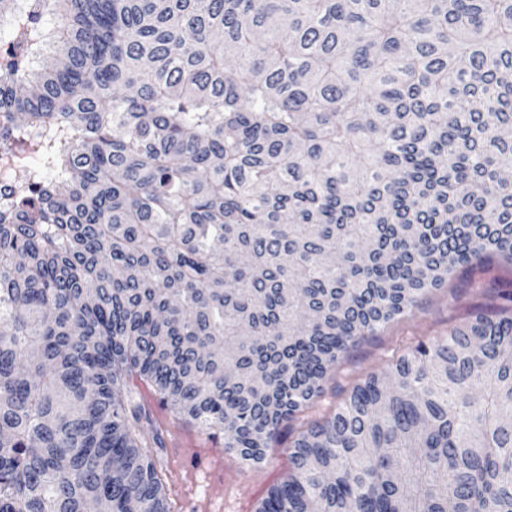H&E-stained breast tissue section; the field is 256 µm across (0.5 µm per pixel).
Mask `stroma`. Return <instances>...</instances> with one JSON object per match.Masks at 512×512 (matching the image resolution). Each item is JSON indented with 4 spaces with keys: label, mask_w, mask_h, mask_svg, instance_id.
I'll list each match as a JSON object with an SVG mask.
<instances>
[{
    "label": "stroma",
    "mask_w": 512,
    "mask_h": 512,
    "mask_svg": "<svg viewBox=\"0 0 512 512\" xmlns=\"http://www.w3.org/2000/svg\"><path fill=\"white\" fill-rule=\"evenodd\" d=\"M510 289L512 262L500 256L459 267L440 287L421 295L406 313L350 345L324 376L313 409L282 422L279 442L267 448L264 459L256 464L225 448L223 434L202 431L187 417L161 407L150 382L130 377L129 384L145 408L144 435L162 440L159 475L171 512H255L269 489L292 473L290 447L311 420L331 415L356 384L383 373L408 346L444 338L477 313L489 314L503 306V293Z\"/></svg>",
    "instance_id": "stroma-1"
}]
</instances>
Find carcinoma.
I'll use <instances>...</instances> for the list:
<instances>
[{
	"mask_svg": "<svg viewBox=\"0 0 512 512\" xmlns=\"http://www.w3.org/2000/svg\"><path fill=\"white\" fill-rule=\"evenodd\" d=\"M0 512H170L126 377L245 461L348 344L512 261V0H0ZM255 512H512V308L294 441Z\"/></svg>",
	"mask_w": 512,
	"mask_h": 512,
	"instance_id": "1",
	"label": "carcinoma"
}]
</instances>
